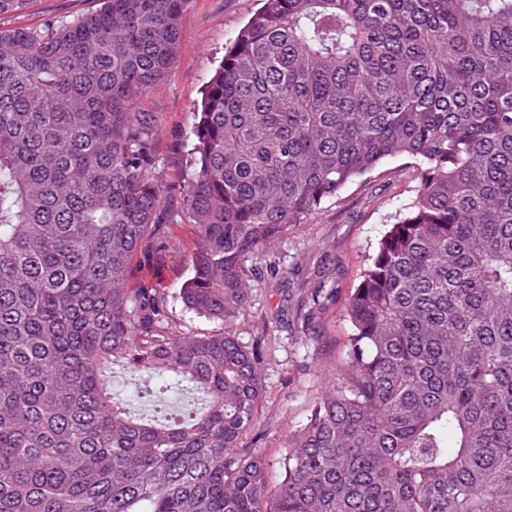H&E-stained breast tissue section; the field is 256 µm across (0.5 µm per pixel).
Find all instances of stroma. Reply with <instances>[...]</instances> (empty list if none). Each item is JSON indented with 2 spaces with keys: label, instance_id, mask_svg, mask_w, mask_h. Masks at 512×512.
Masks as SVG:
<instances>
[{
  "label": "stroma",
  "instance_id": "1",
  "mask_svg": "<svg viewBox=\"0 0 512 512\" xmlns=\"http://www.w3.org/2000/svg\"><path fill=\"white\" fill-rule=\"evenodd\" d=\"M98 0H33L21 14L0 17V29L35 28L50 20L70 21L96 9ZM259 0H191L180 18L181 51L165 78L149 91L144 108L156 119L153 153L168 188L166 208L172 216L165 236L179 255L137 256L133 282L158 283L178 292L189 276L183 256L193 239L191 220L180 188L194 136V114L202 93L224 57L226 45L259 9ZM418 160L394 158L325 203L307 223L289 230L273 243L271 254L288 269V278L268 276L262 255L250 258L255 269L252 296L238 325L243 346L258 348L263 398L248 442L265 449L276 468L288 431L307 421L312 403L325 386L340 357V343L350 331L344 306L359 281L364 259L396 211L413 200ZM320 290L316 333H302L295 304L311 290ZM271 334L261 338V326Z\"/></svg>",
  "mask_w": 512,
  "mask_h": 512
}]
</instances>
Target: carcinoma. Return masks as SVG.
I'll list each match as a JSON object with an SVG mask.
<instances>
[{
    "label": "carcinoma",
    "instance_id": "carcinoma-1",
    "mask_svg": "<svg viewBox=\"0 0 512 512\" xmlns=\"http://www.w3.org/2000/svg\"><path fill=\"white\" fill-rule=\"evenodd\" d=\"M190 0L0 29V512H512V0H262L194 113L188 332L158 284L155 123ZM420 161L351 332L269 482L247 258L386 159ZM316 291L296 319L311 334ZM168 376L180 415L132 408Z\"/></svg>",
    "mask_w": 512,
    "mask_h": 512
}]
</instances>
